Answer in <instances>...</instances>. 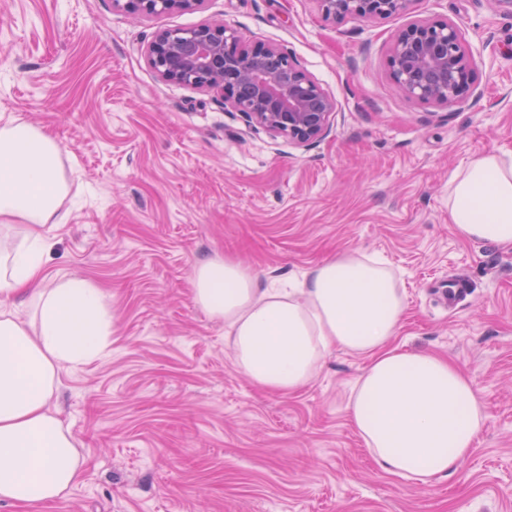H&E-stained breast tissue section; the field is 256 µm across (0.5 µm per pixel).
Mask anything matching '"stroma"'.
I'll return each instance as SVG.
<instances>
[{"label":"stroma","mask_w":512,"mask_h":512,"mask_svg":"<svg viewBox=\"0 0 512 512\" xmlns=\"http://www.w3.org/2000/svg\"><path fill=\"white\" fill-rule=\"evenodd\" d=\"M433 17L459 22L476 60L461 111L389 77L391 38ZM215 22L290 52L335 98L323 139H272L148 66L157 30ZM9 119L63 149L44 287L86 279L112 313L105 354L63 367L49 401L80 476L35 512H512V248L448 222L454 174L512 153V14L494 0H416L369 22L324 19L314 0H206L157 17L112 0H0ZM353 251L385 259L404 290L394 346L448 355L486 406L462 469L427 486L379 470L350 423L363 357L337 350L295 394L264 390L192 298L211 257L285 280Z\"/></svg>","instance_id":"stroma-1"}]
</instances>
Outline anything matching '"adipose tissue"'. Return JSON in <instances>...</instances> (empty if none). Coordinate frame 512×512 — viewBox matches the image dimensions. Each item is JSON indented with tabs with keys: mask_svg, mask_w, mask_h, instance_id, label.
Returning <instances> with one entry per match:
<instances>
[{
	"mask_svg": "<svg viewBox=\"0 0 512 512\" xmlns=\"http://www.w3.org/2000/svg\"><path fill=\"white\" fill-rule=\"evenodd\" d=\"M61 156L42 129L0 125V223L28 226L20 243L0 240V501L27 507L56 500L78 477V453L48 402L59 370L100 357L112 328L104 295L89 281L38 285L40 228L60 222L67 193ZM448 220L463 240L512 247V156L485 154L457 171ZM23 294L35 307L26 320L14 310ZM192 294L223 322L236 366L261 388L299 391L336 349L366 357L348 412L384 472L426 485L466 462L485 406L448 358L391 347L406 305L383 260L344 253L287 290L234 257H214L196 267Z\"/></svg>",
	"mask_w": 512,
	"mask_h": 512,
	"instance_id": "ef3b65f1",
	"label": "adipose tissue"
}]
</instances>
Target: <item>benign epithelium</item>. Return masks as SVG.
Listing matches in <instances>:
<instances>
[{
  "mask_svg": "<svg viewBox=\"0 0 512 512\" xmlns=\"http://www.w3.org/2000/svg\"><path fill=\"white\" fill-rule=\"evenodd\" d=\"M327 20L387 19L407 14L416 0H315ZM132 14L158 16L192 10L204 0H113ZM152 70L165 82L214 91L224 108L276 140L308 146L322 139L337 112L336 100L311 80L284 49L247 42L224 24L162 29L145 49ZM387 66L406 96L438 107H463L474 92V56L459 23L415 19L391 39Z\"/></svg>",
  "mask_w": 512,
  "mask_h": 512,
  "instance_id": "1",
  "label": "benign epithelium"
}]
</instances>
